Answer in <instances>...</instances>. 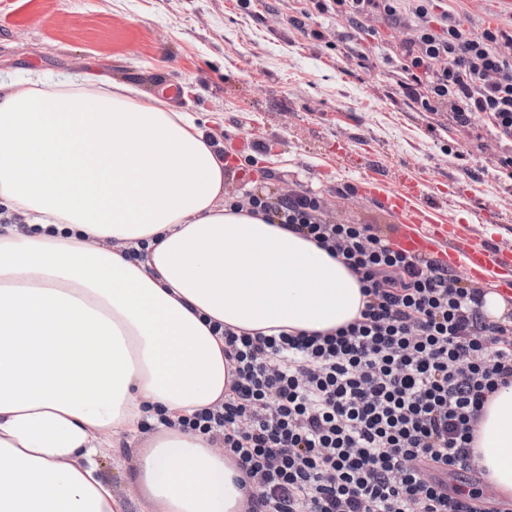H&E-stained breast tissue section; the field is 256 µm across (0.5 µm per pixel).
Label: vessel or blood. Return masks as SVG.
I'll return each instance as SVG.
<instances>
[{"instance_id":"b4317fda","label":"vessel or blood","mask_w":512,"mask_h":512,"mask_svg":"<svg viewBox=\"0 0 512 512\" xmlns=\"http://www.w3.org/2000/svg\"><path fill=\"white\" fill-rule=\"evenodd\" d=\"M361 194L372 198L398 219L401 228L394 244L414 254H439L441 260L471 282L490 278L512 282V248H493L473 241L458 224H449L425 206L434 191L430 178L408 179L402 189L391 190L379 174L366 170L358 183Z\"/></svg>"}]
</instances>
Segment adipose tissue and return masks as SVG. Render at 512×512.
Listing matches in <instances>:
<instances>
[{
  "label": "adipose tissue",
  "mask_w": 512,
  "mask_h": 512,
  "mask_svg": "<svg viewBox=\"0 0 512 512\" xmlns=\"http://www.w3.org/2000/svg\"><path fill=\"white\" fill-rule=\"evenodd\" d=\"M126 85L0 91V512H125L102 449L143 441L151 512H248L209 436L157 426L222 402L211 323L327 331L359 316L357 276L302 234L224 204L207 130ZM512 499V385L475 428Z\"/></svg>",
  "instance_id": "ef3b65f1"
}]
</instances>
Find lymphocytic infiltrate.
Masks as SVG:
<instances>
[{
    "mask_svg": "<svg viewBox=\"0 0 512 512\" xmlns=\"http://www.w3.org/2000/svg\"><path fill=\"white\" fill-rule=\"evenodd\" d=\"M310 10L346 22L341 42L408 16L395 55L412 107L512 141V30L473 35L433 0H310ZM229 203L315 242L364 297L358 318L324 333L225 330L228 396L177 425L237 461L257 488L250 512H502L483 497L473 426L512 384V312L487 319L483 288L375 225L337 222L314 193Z\"/></svg>",
    "mask_w": 512,
    "mask_h": 512,
    "instance_id": "1",
    "label": "lymphocytic infiltrate"
}]
</instances>
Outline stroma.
Here are the masks:
<instances>
[{
  "label": "stroma",
  "mask_w": 512,
  "mask_h": 512,
  "mask_svg": "<svg viewBox=\"0 0 512 512\" xmlns=\"http://www.w3.org/2000/svg\"><path fill=\"white\" fill-rule=\"evenodd\" d=\"M474 33L490 21L512 25L497 0H440ZM306 0H5L0 6V78L49 83L85 74L134 87L142 100L169 86L173 110L192 114L221 144L266 145L250 171L231 168L224 192L308 190L343 223L397 228L396 218L355 192L366 161L390 188L432 178L428 204L469 234L512 246V180L492 160L512 152L493 130L459 133L447 115L411 109L389 47L404 28L378 22L373 32L331 45L315 31L323 18L290 19ZM133 451H105L104 477L128 512L144 495Z\"/></svg>",
  "instance_id": "1"
}]
</instances>
